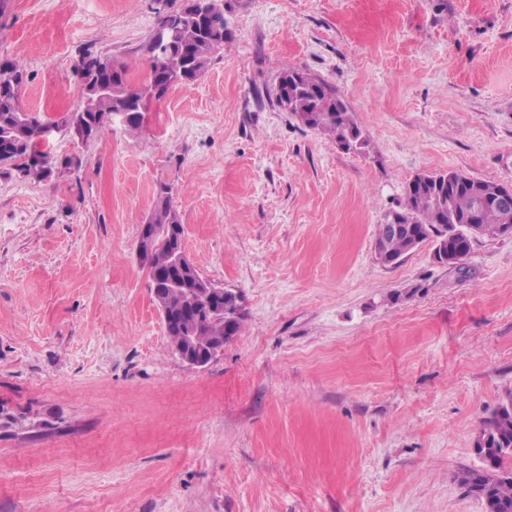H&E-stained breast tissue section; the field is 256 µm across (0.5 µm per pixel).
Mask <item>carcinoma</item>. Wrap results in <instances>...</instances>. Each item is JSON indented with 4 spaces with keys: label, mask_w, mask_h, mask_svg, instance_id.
Instances as JSON below:
<instances>
[{
    "label": "carcinoma",
    "mask_w": 512,
    "mask_h": 512,
    "mask_svg": "<svg viewBox=\"0 0 512 512\" xmlns=\"http://www.w3.org/2000/svg\"><path fill=\"white\" fill-rule=\"evenodd\" d=\"M227 26L224 20L223 0H206V11L201 19L192 18L187 4L165 13L144 49L147 57L146 80L135 86L127 77L124 65H116L115 71L89 74L87 79L77 80L82 99L78 113L86 115L101 132L114 112L130 113L127 129L137 131L142 115L131 110L130 102L143 99L151 88H161L165 94L184 83L172 76L173 69L190 73L196 80L209 67L215 54L224 46ZM26 80L24 65L17 59L0 58V165L16 168L25 176L44 180L55 167L56 160L50 153L40 154L41 161L33 160L35 133L41 129L49 132L50 126L39 117L23 113L20 90ZM326 82L308 73L285 69L280 75L276 104L291 113L301 124L328 135L337 145L351 135L362 136L361 129L334 89L324 92ZM472 178L458 171L440 173L438 183L404 191V203L400 209L386 215V219L399 220L406 233L390 236L380 249L384 264L400 262L410 253L408 238L442 239L447 227L453 222L465 223L474 208V199L467 183ZM153 213L171 217L170 223H181L179 211L172 203V196L160 190L155 198ZM512 220L499 204L488 201L480 211L481 236L498 237L499 227ZM472 239L466 236L448 238V250L453 263L460 265L469 256ZM245 314L226 317L224 322L208 320L201 325V335L209 336L224 329L234 328L240 333ZM476 453L483 461L479 470L466 469L459 475L460 484L485 502L491 512H512V399L500 405L483 420L481 442Z\"/></svg>",
    "instance_id": "cac0c4a2"
}]
</instances>
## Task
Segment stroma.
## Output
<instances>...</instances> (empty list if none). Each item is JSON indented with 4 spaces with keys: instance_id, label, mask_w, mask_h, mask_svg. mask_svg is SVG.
I'll use <instances>...</instances> for the list:
<instances>
[{
    "instance_id": "35a3bbf8",
    "label": "stroma",
    "mask_w": 512,
    "mask_h": 512,
    "mask_svg": "<svg viewBox=\"0 0 512 512\" xmlns=\"http://www.w3.org/2000/svg\"><path fill=\"white\" fill-rule=\"evenodd\" d=\"M163 0H8L0 57L71 166H0V512H485L458 480L512 398V236L396 265L376 227L422 172L512 185V0H224L196 81L81 142L85 50L143 83ZM324 80L368 145L275 102ZM200 273L244 300L205 367L136 258L159 185Z\"/></svg>"
}]
</instances>
